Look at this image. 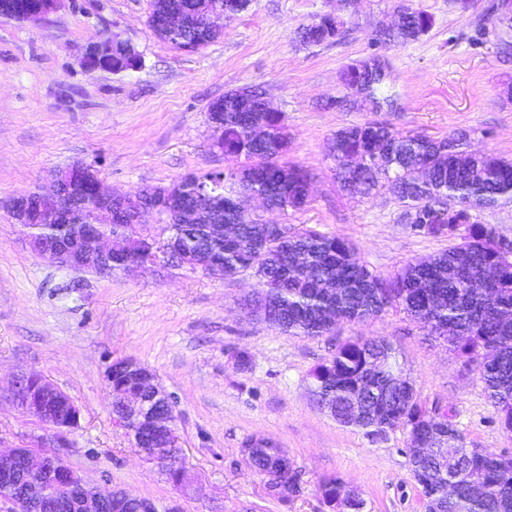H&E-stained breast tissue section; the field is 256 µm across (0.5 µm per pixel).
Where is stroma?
Listing matches in <instances>:
<instances>
[{
	"label": "stroma",
	"instance_id": "35a3bbf8",
	"mask_svg": "<svg viewBox=\"0 0 512 512\" xmlns=\"http://www.w3.org/2000/svg\"><path fill=\"white\" fill-rule=\"evenodd\" d=\"M396 3L250 0L194 53L154 34L152 0H60L41 22L0 17V448L60 451L87 483L148 499L157 512H350L324 502L319 486L329 477L355 491L361 512H426L407 430L369 435L343 426L311 392L312 370L342 343L381 338L417 399L447 411L465 447L512 457V432L488 402L477 366L402 311L342 321L327 336H291L244 314L243 300L257 286L253 271L222 278L173 267L162 276L103 278L32 253L7 208L10 197L49 185L77 162L115 193L240 168L244 158L215 147L208 106L227 91L259 88L285 117L287 160L310 178L305 206L267 213L265 221L344 238L360 264L384 277L430 259L448 239L416 234L386 189L362 196L337 182L334 134L372 114L337 110L328 100L347 94L340 80L347 65L378 53L398 98L382 120L434 139L462 132L470 151L512 160V55L501 52L512 27L482 24L486 0L466 11L457 0H413L431 15L429 32L375 47ZM325 13L344 20V38L301 44L299 28ZM112 36L134 48L139 66L87 71V47ZM123 358L151 369L171 398L185 485L174 486L113 422L105 375ZM29 372L80 410L65 447L10 397L15 377ZM253 437L276 442L299 471L300 488L288 499L246 467L243 445Z\"/></svg>",
	"mask_w": 512,
	"mask_h": 512
}]
</instances>
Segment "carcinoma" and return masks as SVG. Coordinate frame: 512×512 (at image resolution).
Listing matches in <instances>:
<instances>
[{"label":"carcinoma","mask_w":512,"mask_h":512,"mask_svg":"<svg viewBox=\"0 0 512 512\" xmlns=\"http://www.w3.org/2000/svg\"><path fill=\"white\" fill-rule=\"evenodd\" d=\"M241 5L242 0H153L149 25L179 49H199L219 35V30L203 23V16L221 7L234 16L243 11ZM175 13L182 16L183 25L173 30L166 19ZM411 17L415 28L381 30L375 42L414 41L415 30L427 32L432 27L431 16L421 9L413 10ZM343 27L338 18L325 24L315 20L302 27L299 37L306 44L320 45L339 38ZM380 100L396 107L393 95L382 93L379 82L367 87L362 106L376 112ZM223 101L224 154L243 156L248 163L227 174L197 176L209 186L211 196L203 220L193 214L197 184L181 183L187 210L166 218V230L179 244L175 263L204 262L223 269L226 276L254 270L257 289L244 306L262 312V320L289 335L325 336L334 316L363 321L389 308L400 309L423 328L444 336L455 354L476 363L488 399L503 424L512 426V261L500 255L492 229L473 221L470 213L475 206L512 200V161L467 152L463 135L431 139L403 134L378 120L336 131L332 159L343 189L369 195L388 188L418 234L446 237L449 225L467 226L462 243L382 278L358 263L353 246L342 238L312 228L285 238L279 228L268 227L258 217H239V205L251 195L269 196L279 210L285 203L302 206L309 197V175L301 166L283 161L288 131L282 113H259L268 128L260 143L238 120L235 97L226 93ZM375 153L383 159L379 167L371 160ZM420 166L429 171L428 179H418ZM209 224L231 225L234 234L220 236L207 230ZM102 228L129 238L149 232V226L128 224L118 213ZM77 229L75 224H48L41 231L47 238L65 240ZM385 354L392 355V348L383 339L339 346L331 359L312 370L313 393L319 400L334 396L344 407L353 394L366 391L364 412L356 418L343 412L340 424L362 430L402 426L411 435L424 437L432 421L415 393L369 373L371 360ZM112 378L129 394L146 390L129 379L121 361L112 364ZM448 427L447 451L420 463L429 506L440 512H512V459L483 451L461 453L455 448L460 432L451 423ZM245 451L248 468L264 476L275 493L286 498L296 492L298 475L282 449L249 442ZM473 481L486 491L469 492ZM72 499L60 490L41 512H67Z\"/></svg>","instance_id":"carcinoma-1"}]
</instances>
